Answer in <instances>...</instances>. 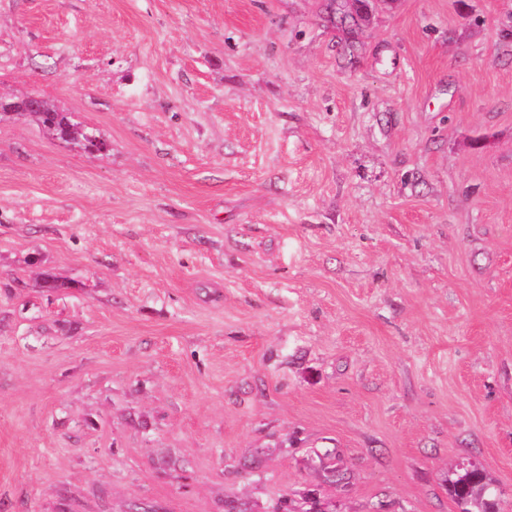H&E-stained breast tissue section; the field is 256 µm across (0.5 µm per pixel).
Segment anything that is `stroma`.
I'll use <instances>...</instances> for the list:
<instances>
[{"label":"stroma","instance_id":"stroma-1","mask_svg":"<svg viewBox=\"0 0 512 512\" xmlns=\"http://www.w3.org/2000/svg\"><path fill=\"white\" fill-rule=\"evenodd\" d=\"M0 0V512H512V0ZM27 101L31 102L28 106L27 111L25 112H34V114L38 117L40 123L49 131V128H53V133L59 134H91L97 135L94 130L84 129L80 130L78 125L79 123L74 122L69 116L68 112H61L56 109L54 106L48 104L46 101L36 95H27ZM43 107V111H42ZM42 111V112H41ZM94 132V133H92ZM95 135V136H96ZM466 470L462 473H458L454 480H451L450 490L457 499L459 487L463 485L467 489L466 500H470L471 505L476 507V512H485L490 506V502L493 501L494 492L489 487V484L485 481V477L479 478H465Z\"/></svg>","mask_w":512,"mask_h":512}]
</instances>
